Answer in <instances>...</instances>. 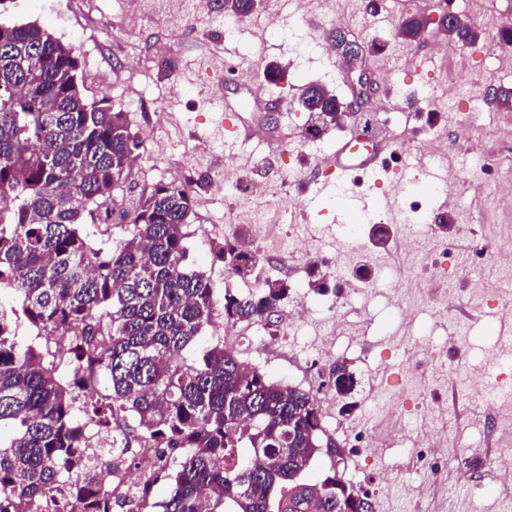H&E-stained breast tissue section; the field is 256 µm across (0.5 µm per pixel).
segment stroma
<instances>
[{"label":"stroma","instance_id":"1","mask_svg":"<svg viewBox=\"0 0 512 512\" xmlns=\"http://www.w3.org/2000/svg\"><path fill=\"white\" fill-rule=\"evenodd\" d=\"M338 7L352 15L353 25L345 30L348 38L363 45L374 39L388 43L384 52L365 53L358 60L371 79H379L386 72L391 75L393 90L385 110L377 114L375 138L394 137L400 148L425 150L429 147L428 133L434 128L445 139L449 157H427L431 172L444 174L449 161L456 169H469L467 148L479 141L495 173L501 177L512 175V137L487 135L489 124L512 122V108L482 100L469 124L459 128L445 114L446 99H439L427 109L416 108L408 101L409 93L431 87L443 90L449 80L458 76L475 85L490 86L486 54L497 47L494 31H484L478 44L451 56L433 50L434 45L448 42L447 34L435 23L439 14L436 0H380L379 8L371 12L365 11L363 0H339ZM292 12L290 0H262L252 15L242 19L240 32L231 36L225 33L222 15L210 12L194 19L190 26L179 28L168 13L147 14L144 0H6L0 6V22L39 24L68 45L80 62L79 75L88 99L107 101L114 110L122 111L132 132L143 141L133 176L117 194V212L102 209L95 216L96 223L112 227L110 234L95 236L98 246L116 247L127 238L128 226L118 211L132 209L150 187L175 179L195 181L206 174L210 180L198 191L195 211L186 229L187 262L210 275L216 300H223L225 289L246 294L261 284L259 278L229 273L217 254L218 245L232 238L237 230L236 225L227 223V216L244 206L265 217L264 226L246 227L253 248L264 256L275 251L267 239L271 233L279 236L297 232L308 239L313 250L323 253L332 252L345 236H353L354 252L329 268L342 289L357 287L354 267H371L379 258L389 257L392 269L388 278L377 288L368 289L352 308L335 319L322 311L326 297L311 287L307 260L289 258L288 281L299 287L313 305L314 313L298 329L289 320L288 307H281L265 332L286 340L293 352L299 350L306 336L334 343L339 348V358L351 363L358 380L354 394L357 407L352 414L342 415L348 432L336 437L345 451L350 448V436L381 420L380 414L370 410L373 393L384 386L402 390L405 385L402 351L412 344L435 347L448 337H457V353L445 355L442 365L417 377L415 391L405 393L401 403L412 425L424 421L447 435L441 449L447 466L428 485L423 498L415 499L408 491L414 478L410 459L400 449L389 446L375 453L358 452L357 472L348 475L347 480L369 492L375 512H411L416 506L428 512L440 501L446 502L447 512H499L501 500L512 490L497 484L487 463L476 456L485 439L478 422L487 416L486 405L447 392L442 404L428 412L423 408L419 389L438 386L447 377L453 378L457 386H465L470 371L479 366L483 350L499 337H512V318L501 319L492 300L475 305L467 291L466 276L455 269H448L439 277L424 270L400 248L402 225H395L386 247L377 248L368 237L369 223L344 217L341 197L332 193L306 202L299 182L312 179L315 162L331 153L338 141L361 130L363 119L353 117L348 128L330 130L318 139L303 138L307 114L298 101L301 86L319 82L340 93L346 87L342 69L333 66L322 52L336 28L335 22L325 21L314 33ZM274 13L279 15L281 25L272 31L267 23ZM415 13L430 20L423 42L410 44L395 39L399 21ZM206 53L232 62L240 72L248 74V82L220 74L200 76ZM272 61L280 62L287 72L284 88L271 89L263 77V66ZM255 92L274 108L270 129L287 133L285 143L273 141L271 136L243 142L217 134L219 114L213 97L235 99ZM228 160L239 176L237 187L229 189L221 185ZM257 181L270 183L274 196L251 195L248 187ZM458 195L468 221L454 224L448 235L428 227L432 248H440L449 236L456 237L463 253L478 239L512 242V223L503 221L511 203L489 189L476 192L462 187ZM448 288L456 295L455 311L448 318H436L430 302ZM397 297L417 305L415 316H399L393 305ZM461 466L472 480L488 486V495L466 497L457 480Z\"/></svg>","mask_w":512,"mask_h":512}]
</instances>
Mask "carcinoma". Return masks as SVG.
Wrapping results in <instances>:
<instances>
[{"label": "carcinoma", "mask_w": 512, "mask_h": 512, "mask_svg": "<svg viewBox=\"0 0 512 512\" xmlns=\"http://www.w3.org/2000/svg\"><path fill=\"white\" fill-rule=\"evenodd\" d=\"M224 16L251 15L255 0H222ZM422 15L399 22L394 37L415 41ZM448 39L472 45L470 20L440 21ZM335 50L353 68L362 46L342 33ZM72 50L36 24L0 23V512H94L106 507L123 457L113 432L166 456L142 490L164 480L161 512H375L336 470L341 449L321 425L312 392L244 372L220 340L193 362L183 351L211 323L214 288L205 271L185 264L195 184H156L123 212L131 235L115 250L91 244L87 218L115 201L143 146L123 112L91 101ZM299 101L305 134L320 138L341 125L345 99L309 83ZM219 254L231 272L249 277L263 257L238 237ZM290 284L268 277L255 293L224 291V322L269 324ZM104 385L95 400L62 365ZM336 396L354 394L345 360L329 367ZM107 435L87 453L84 427ZM322 455L329 472L301 478Z\"/></svg>", "instance_id": "1"}]
</instances>
